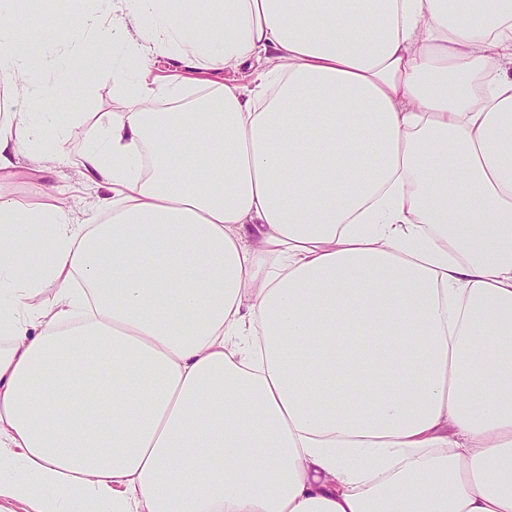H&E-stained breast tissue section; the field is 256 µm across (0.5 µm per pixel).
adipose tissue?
I'll return each mask as SVG.
<instances>
[{"label": "adipose tissue", "instance_id": "1", "mask_svg": "<svg viewBox=\"0 0 512 512\" xmlns=\"http://www.w3.org/2000/svg\"><path fill=\"white\" fill-rule=\"evenodd\" d=\"M83 28L64 84L125 59L77 160L112 215L0 194V512H512V0ZM41 31L0 9V183L68 159Z\"/></svg>", "mask_w": 512, "mask_h": 512}]
</instances>
